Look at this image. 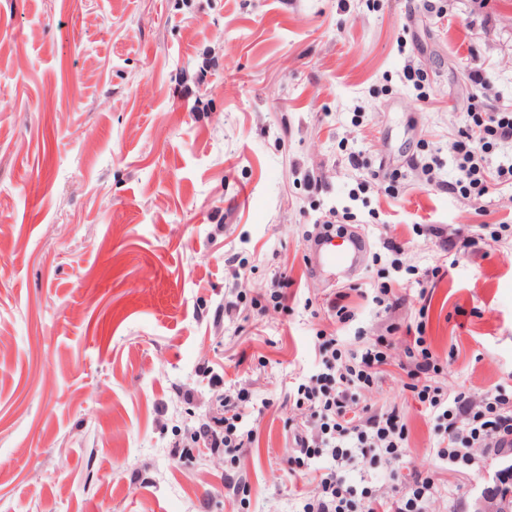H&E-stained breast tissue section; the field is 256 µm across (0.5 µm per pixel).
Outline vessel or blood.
I'll list each match as a JSON object with an SVG mask.
<instances>
[{
	"label": "vessel or blood",
	"mask_w": 512,
	"mask_h": 512,
	"mask_svg": "<svg viewBox=\"0 0 512 512\" xmlns=\"http://www.w3.org/2000/svg\"><path fill=\"white\" fill-rule=\"evenodd\" d=\"M369 244L361 228L350 229L345 235H317L310 248L313 272H328L333 281L350 278L360 267Z\"/></svg>",
	"instance_id": "vessel-or-blood-1"
}]
</instances>
